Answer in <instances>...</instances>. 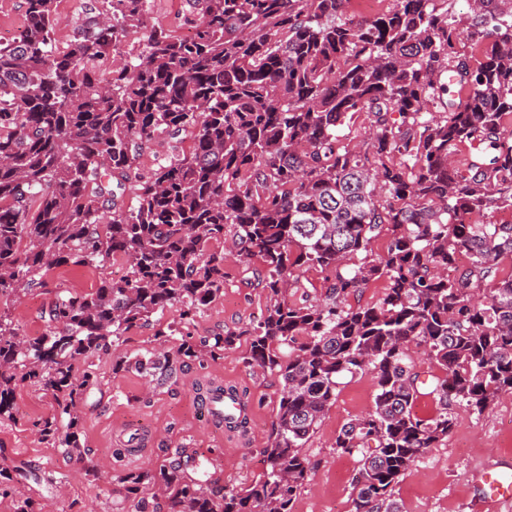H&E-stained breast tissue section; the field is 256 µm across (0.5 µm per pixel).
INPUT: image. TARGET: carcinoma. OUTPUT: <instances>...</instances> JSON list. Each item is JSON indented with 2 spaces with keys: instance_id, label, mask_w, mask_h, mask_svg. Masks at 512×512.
<instances>
[{
  "instance_id": "carcinoma-1",
  "label": "carcinoma",
  "mask_w": 512,
  "mask_h": 512,
  "mask_svg": "<svg viewBox=\"0 0 512 512\" xmlns=\"http://www.w3.org/2000/svg\"><path fill=\"white\" fill-rule=\"evenodd\" d=\"M349 2L189 0L190 39L153 25L133 53L125 41L146 26L149 0L89 4L63 48L56 0H26L25 28L0 44V298L54 266L127 262L119 280L57 295L41 312L46 335H19L0 311V420L14 419L17 388L45 391L57 410L41 435L82 455L80 408L98 382L90 357L177 308L179 323L156 333L174 336L220 297L226 254L210 245L228 225L234 255L271 297L244 357L283 381L263 473L221 493L194 455L193 478L182 461L131 471L120 482L150 494L129 512H158L160 497L169 512H293L309 476L302 448L339 380L359 373L375 381L374 409L335 448L358 457L356 512H401L394 487L448 437L455 408L480 414L512 395V224L489 219L512 211V0H473L465 18L454 0H392L358 18ZM469 42L485 45L481 59ZM362 112L369 133L352 146L342 130ZM161 136L169 152L137 173ZM382 235L386 252L369 258ZM303 268L330 272L324 299H287ZM378 281L376 302L348 304ZM236 336L184 340L173 358L148 350L112 373L169 380L179 360L219 358ZM413 343L440 370L429 381L408 363ZM216 394L241 409L215 425L246 434L245 394L198 384L201 404ZM420 396L434 415L416 414ZM0 497L12 512H43L4 467Z\"/></svg>"
}]
</instances>
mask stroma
<instances>
[{"mask_svg":"<svg viewBox=\"0 0 512 512\" xmlns=\"http://www.w3.org/2000/svg\"><path fill=\"white\" fill-rule=\"evenodd\" d=\"M189 16L187 0H151L150 23L173 35L191 32ZM126 272L118 258L90 268H53L44 276L43 287L19 292L0 307L21 334L41 336L50 331L41 311L60 291L88 293ZM248 277L244 265L227 261L223 295L187 328L196 340L225 328L236 331V344L223 358L177 363L175 377L162 385L135 371L113 373L119 358L156 348L160 323L153 320L137 323L109 351L94 355L98 384L81 407L83 460L70 458L39 433L41 423L54 412L52 396L31 386L18 388L13 420L0 423V465L12 470L16 489L47 504L49 512H119L126 495L120 476L154 470L181 450L209 459L223 487L237 489L258 477L264 468L260 450L271 432L282 381L244 360L250 343L247 331L270 303L267 290L248 285ZM207 378L246 391L247 440L231 438L205 420L195 385ZM375 394L370 375L342 379L333 405L303 449L310 472L294 512H351V476L357 460L337 451L334 442L345 423L372 410ZM511 422L512 396L479 414L458 410L448 437L428 449L395 486L403 512H488L480 504L478 475L489 465L512 466V446L500 444ZM133 433L140 447L117 455L120 440Z\"/></svg>","mask_w":512,"mask_h":512,"instance_id":"35a3bbf8","label":"stroma"}]
</instances>
